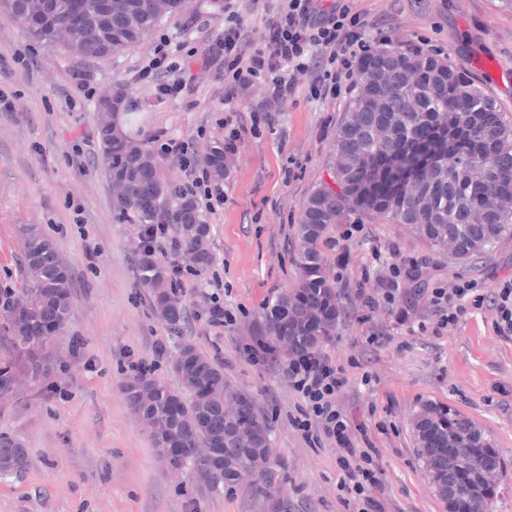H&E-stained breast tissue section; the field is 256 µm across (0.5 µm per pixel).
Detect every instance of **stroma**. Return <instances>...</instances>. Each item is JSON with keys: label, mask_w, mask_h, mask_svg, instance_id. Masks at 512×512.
I'll use <instances>...</instances> for the list:
<instances>
[{"label": "stroma", "mask_w": 512, "mask_h": 512, "mask_svg": "<svg viewBox=\"0 0 512 512\" xmlns=\"http://www.w3.org/2000/svg\"><path fill=\"white\" fill-rule=\"evenodd\" d=\"M355 6L390 28L394 42L472 70L512 117L506 0H356ZM223 35V11L211 0H185L182 13L164 18L137 46L89 66L0 15V289L23 288L18 227L34 224L69 265L74 296L68 322L44 349L49 373L0 400V434L28 454L21 475L0 477V512H267L250 482L200 495L194 482L171 474L126 401L124 385L139 368L176 387L170 361L185 344L221 364L231 390L254 397L269 417L288 512H358L341 449L297 428L307 406L286 366L252 351L256 319L297 281L301 205L327 179L350 97L325 102L300 87L276 106L271 126L251 133L263 87L225 101L223 61L206 69L199 62L203 48ZM164 37L171 40L168 65L193 75L186 87L172 89L171 72L145 69ZM482 57L500 73L473 70ZM117 85L140 105L124 123L125 134L146 140L173 187L201 167L211 144L234 149L221 185L224 202L204 213L213 262L204 277L183 276L187 319L176 335L138 285L137 227L119 218L100 163L96 105ZM172 139L184 142V161L167 157ZM316 248L336 289V331L322 347L345 370L336 408L350 425L352 447L370 450L379 471L368 496L380 512H448L413 435L415 412L433 402L483 428L506 473L495 512H512V337L494 327L498 286L512 278V236L459 265L411 225L344 218ZM396 266L419 273L416 283L398 280L418 290L408 313L387 305L366 313L360 293L382 294ZM461 279L475 285L483 303L468 307L455 326L438 327L425 295ZM210 301L223 307V323L207 320Z\"/></svg>", "instance_id": "1"}]
</instances>
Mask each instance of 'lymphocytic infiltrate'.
I'll return each mask as SVG.
<instances>
[{
    "label": "lymphocytic infiltrate",
    "mask_w": 512,
    "mask_h": 512,
    "mask_svg": "<svg viewBox=\"0 0 512 512\" xmlns=\"http://www.w3.org/2000/svg\"><path fill=\"white\" fill-rule=\"evenodd\" d=\"M237 5L238 0L224 4V94L229 98L259 81L266 84L270 102L288 100L304 83L318 99L337 98L342 86H353L372 44L389 39L352 0H279L253 41ZM288 376L309 406L298 423L303 433L348 444L349 425L334 404L344 384L342 368L321 352L300 350L288 363Z\"/></svg>",
    "instance_id": "1"
}]
</instances>
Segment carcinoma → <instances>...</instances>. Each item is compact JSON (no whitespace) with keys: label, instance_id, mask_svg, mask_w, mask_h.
I'll use <instances>...</instances> for the list:
<instances>
[{"label":"carcinoma","instance_id":"obj_1","mask_svg":"<svg viewBox=\"0 0 512 512\" xmlns=\"http://www.w3.org/2000/svg\"><path fill=\"white\" fill-rule=\"evenodd\" d=\"M137 23L126 26L112 20V33L88 47L66 50L84 62L103 59L112 52L139 44L159 23L149 0H125ZM42 19L26 33L53 45ZM365 82L355 90L334 143L333 185L323 184L302 204L298 236L305 248L296 257L299 285L279 293L258 320L255 335L277 357V342L286 336L304 348H319L333 336L336 319L313 331L308 317L336 305V289L325 277L315 244L328 227L345 212L392 224H412L436 249L457 245L453 260L464 263L491 251L512 234V118L497 100L464 69L449 59L419 50H404L397 43L378 44L362 60ZM101 160L120 163L127 193L116 199L120 218L139 226L136 251L138 285L149 292L152 308L177 334L185 319V304L174 280L183 271L179 255L192 251L195 264L187 271L202 276L212 257L203 248L208 224L196 201L171 193L160 175L157 162L142 145L122 130H97ZM415 149L427 167L416 194L403 193V182L413 175L405 152ZM221 142L209 152V167L215 182L224 180ZM151 185L152 204L145 206L139 195L141 182ZM168 224L176 230L172 252L149 244L155 226ZM25 288L17 296L8 294L0 304V315L9 324L11 350L0 359V387L23 370L36 378L44 372L36 354L45 348L54 330L33 334L18 310L26 308L28 321L46 312L56 313L64 327L71 310L72 282L69 271H61L42 258L39 247L56 255L52 241L33 225L19 229ZM192 356L199 372L185 368L183 357ZM180 388L154 383L155 396L146 412L155 430L154 448H180V464L197 484L210 493H222L232 485L230 460L252 466L261 473L260 494L283 489V474L266 466L258 449L270 442L271 430L259 407L248 420L224 405L228 382L224 368L195 347L183 345L171 363ZM150 381L138 374L127 386V400L135 412L143 409L136 385ZM414 429L417 453L423 468L440 495L448 500V512H494L500 483L484 479L477 471L466 472L474 455L504 474L495 449L472 419L447 405L425 404L416 413ZM27 453L7 434H0V475L18 473L27 466Z\"/></svg>","mask_w":512,"mask_h":512}]
</instances>
